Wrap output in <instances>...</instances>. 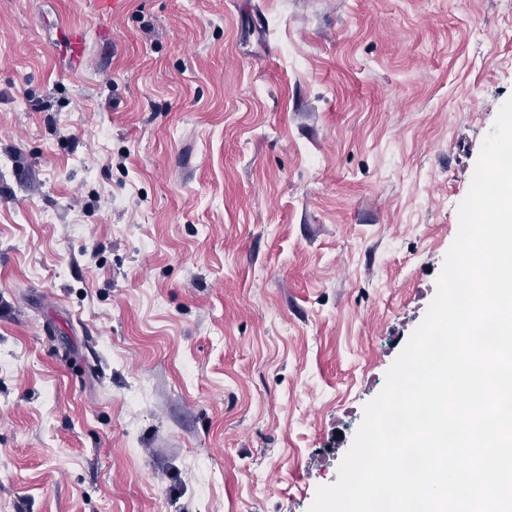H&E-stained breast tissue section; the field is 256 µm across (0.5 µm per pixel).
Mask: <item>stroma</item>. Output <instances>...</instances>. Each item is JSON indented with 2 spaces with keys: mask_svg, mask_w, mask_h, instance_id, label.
<instances>
[{
  "mask_svg": "<svg viewBox=\"0 0 512 512\" xmlns=\"http://www.w3.org/2000/svg\"><path fill=\"white\" fill-rule=\"evenodd\" d=\"M89 2L0 0V512H309L436 294L512 7Z\"/></svg>",
  "mask_w": 512,
  "mask_h": 512,
  "instance_id": "35a3bbf8",
  "label": "stroma"
}]
</instances>
